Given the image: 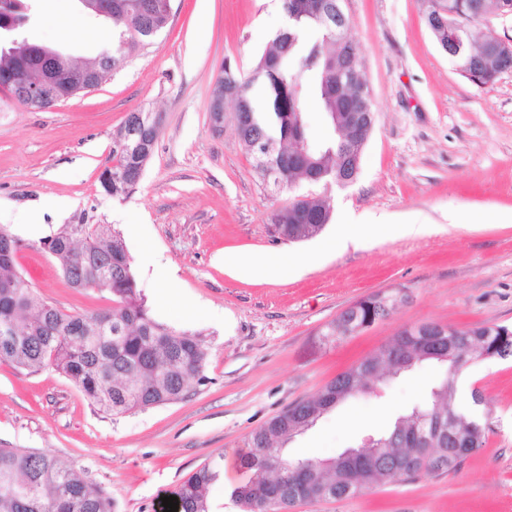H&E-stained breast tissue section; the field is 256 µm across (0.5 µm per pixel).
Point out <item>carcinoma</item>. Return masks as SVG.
I'll use <instances>...</instances> for the list:
<instances>
[{
  "instance_id": "carcinoma-1",
  "label": "carcinoma",
  "mask_w": 512,
  "mask_h": 512,
  "mask_svg": "<svg viewBox=\"0 0 512 512\" xmlns=\"http://www.w3.org/2000/svg\"><path fill=\"white\" fill-rule=\"evenodd\" d=\"M288 25L280 30L247 74L223 72L219 81L234 86L246 104L239 141L251 156L262 144L273 145L265 162H255L261 180L266 167L280 170V185H288L314 170L322 181H336L344 156L364 149L367 137L347 118V97L369 93L364 57L358 56L354 84L336 86V68L345 48H336V37L327 36L319 20L301 9L300 0H281ZM485 16L469 12L468 0H427V13L455 10L460 30L466 35L479 67V83L491 86L502 55L489 51L492 36L476 34L485 17L498 14L512 0H484ZM169 23L167 0H112V68H117L147 47L152 36ZM321 31L323 38L310 40L307 32ZM318 98L331 136L309 140L303 112L307 101ZM155 120L148 112L128 114L113 133L112 184L100 180L105 192L125 198L135 189L131 172L142 162V142L152 135ZM331 210L325 201L305 196L275 209L270 223L288 240L311 238L312 224H327ZM56 257L71 287L79 273L97 270L89 257L103 258L102 270L112 276L113 306L85 314H69L39 298L16 269V255L0 254V358L35 372L53 368L73 381L101 411L123 414L182 399L188 383L205 380L207 352L195 335L155 320L137 291L131 259L121 234L104 224H64L44 240ZM401 290L373 293L349 307L321 333L338 341L360 332L364 324L386 319ZM512 346V329L496 324L450 328L440 342L400 330L375 354L341 373L313 399L296 402L252 431L244 463L254 471L251 487L234 490L244 512H289L300 500L319 503L342 500L374 487L404 481L420 473L456 472L479 451L492 431V411L484 407L477 391L471 392L474 416L458 399L460 374L471 365L493 356L512 359L501 351ZM422 362L446 368V375L430 387L419 404L399 415L393 426L377 438L372 448L357 449L358 456L344 460L293 459L285 445L311 427L326 411L366 392L380 389L391 373L407 371ZM450 419L451 437L436 439L421 450L399 436L413 431L425 415ZM469 444L452 447V438ZM306 468L309 478L299 492L293 475ZM219 463H208L185 480L177 492L182 512H210L206 490L219 479ZM0 512H112V502L72 465L44 451L0 448Z\"/></svg>"
}]
</instances>
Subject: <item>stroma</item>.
<instances>
[{
	"label": "stroma",
	"mask_w": 512,
	"mask_h": 512,
	"mask_svg": "<svg viewBox=\"0 0 512 512\" xmlns=\"http://www.w3.org/2000/svg\"><path fill=\"white\" fill-rule=\"evenodd\" d=\"M372 96L375 124L356 180L323 187L299 179L266 187L232 120L209 128L224 66L248 73L286 23L281 0H173L169 25L98 88L37 110L0 95V226L22 242L17 269L37 295L71 314L112 305L78 291L43 240L64 224H106L124 237L137 289L156 320L198 335L204 382L185 399L112 416L58 371L0 360V448L59 455L97 485L113 512H163L161 499L222 460L243 473L250 432L310 399L420 322L512 329V72L480 87L434 40L423 0H344ZM34 42L88 61L112 47V28L76 0H34ZM131 112L159 123L137 189L117 199L99 176L112 135ZM332 220L304 241L281 238L270 213L309 193ZM360 247L316 251L340 225ZM394 224L430 233L394 235ZM314 255L297 275L242 277L228 253ZM175 278H165V271ZM404 290L391 316L340 342L325 325L378 291ZM443 375L421 365L381 394L349 399L295 437L288 452L329 458L387 430ZM492 411V433L460 471L421 473L292 512H512V360L467 371Z\"/></svg>",
	"instance_id": "35a3bbf8"
}]
</instances>
